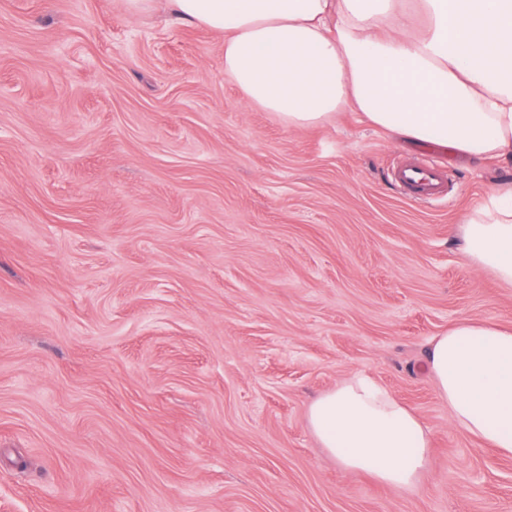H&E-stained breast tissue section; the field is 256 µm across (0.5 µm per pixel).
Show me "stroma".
Returning a JSON list of instances; mask_svg holds the SVG:
<instances>
[{
  "instance_id": "obj_1",
  "label": "stroma",
  "mask_w": 512,
  "mask_h": 512,
  "mask_svg": "<svg viewBox=\"0 0 512 512\" xmlns=\"http://www.w3.org/2000/svg\"><path fill=\"white\" fill-rule=\"evenodd\" d=\"M404 159L447 194L406 198ZM506 184L349 109L247 106L166 0H0V512H512V457L425 369L458 320L512 328L460 231ZM355 372L431 429L421 496L310 431Z\"/></svg>"
}]
</instances>
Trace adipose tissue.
I'll return each mask as SVG.
<instances>
[{"label": "adipose tissue", "instance_id": "ef3b65f1", "mask_svg": "<svg viewBox=\"0 0 512 512\" xmlns=\"http://www.w3.org/2000/svg\"><path fill=\"white\" fill-rule=\"evenodd\" d=\"M169 0L224 35V76L292 127L352 109L410 144L512 161V0ZM470 263L512 283V186L465 224ZM426 368L452 422L512 456V329L463 319L432 338ZM308 423L347 471L415 495L430 429L356 373L312 401Z\"/></svg>", "mask_w": 512, "mask_h": 512}]
</instances>
